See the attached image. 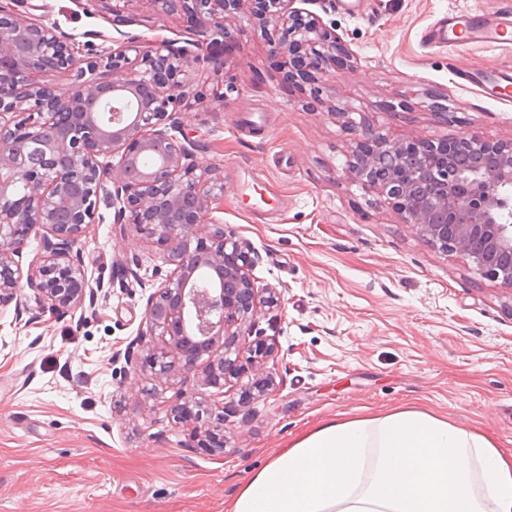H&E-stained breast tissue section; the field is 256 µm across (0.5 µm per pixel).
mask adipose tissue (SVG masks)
<instances>
[{
  "label": "adipose tissue",
  "instance_id": "1",
  "mask_svg": "<svg viewBox=\"0 0 512 512\" xmlns=\"http://www.w3.org/2000/svg\"><path fill=\"white\" fill-rule=\"evenodd\" d=\"M230 512H512V456L428 412L334 420L257 471Z\"/></svg>",
  "mask_w": 512,
  "mask_h": 512
}]
</instances>
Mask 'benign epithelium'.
Returning <instances> with one entry per match:
<instances>
[{"label": "benign epithelium", "instance_id": "7a95c632", "mask_svg": "<svg viewBox=\"0 0 512 512\" xmlns=\"http://www.w3.org/2000/svg\"><path fill=\"white\" fill-rule=\"evenodd\" d=\"M243 2L152 0L159 14L197 18L219 36L224 14ZM291 2L258 0V10L266 23L286 25L288 73L298 82L341 47L300 16H284ZM203 61L224 70V57L203 60L163 39L85 56L56 26L0 4V307L26 287L40 308L64 314L113 287L112 277L91 281L75 250L103 221L101 199L112 198L120 231L154 240L162 263L173 266L147 297L126 364L164 382L198 373L202 385L219 389L209 399L187 396L171 414L204 435L202 445L222 450V388L271 356L269 345L242 337L281 295L255 285L257 251L211 222L224 173L194 163L179 118L198 98L184 76ZM50 70L70 77L66 88L42 81ZM352 131L346 175L376 188L441 250L512 291V140L398 141L369 127ZM30 238L41 252L25 266L21 247Z\"/></svg>", "mask_w": 512, "mask_h": 512}]
</instances>
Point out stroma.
<instances>
[{
	"label": "stroma",
	"instance_id": "stroma-1",
	"mask_svg": "<svg viewBox=\"0 0 512 512\" xmlns=\"http://www.w3.org/2000/svg\"><path fill=\"white\" fill-rule=\"evenodd\" d=\"M512 0H292L347 53L316 80L285 77L253 0L224 18V72L190 73L201 99L180 120L194 159L224 170L211 214L260 259L258 287L283 294L256 330L274 346V392L224 400V450L176 424L198 377L154 385L114 362L136 337L147 296L170 266L152 240L119 234L104 209L79 246L89 275L134 265L137 281L95 307L15 323L0 308V512H229L247 479L321 423L415 409L485 434L512 455V291L464 256L432 245L377 190L349 179L350 123L405 140L470 133L512 140V96L463 84L458 71L512 72V42L426 46L456 10L490 15ZM93 50L211 39L186 16L127 0L120 17L85 0H13Z\"/></svg>",
	"mask_w": 512,
	"mask_h": 512
}]
</instances>
